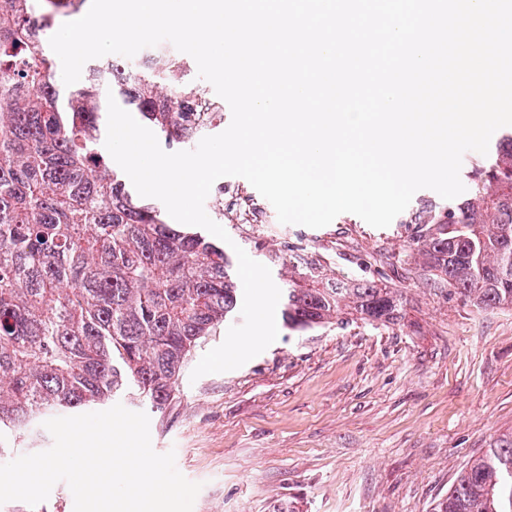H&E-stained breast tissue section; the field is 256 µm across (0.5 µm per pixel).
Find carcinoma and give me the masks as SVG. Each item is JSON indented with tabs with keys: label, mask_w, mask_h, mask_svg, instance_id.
Returning <instances> with one entry per match:
<instances>
[{
	"label": "carcinoma",
	"mask_w": 512,
	"mask_h": 512,
	"mask_svg": "<svg viewBox=\"0 0 512 512\" xmlns=\"http://www.w3.org/2000/svg\"><path fill=\"white\" fill-rule=\"evenodd\" d=\"M87 0L0 5V450L4 436L134 395L163 410L205 337L239 314L224 248L168 224L101 143L102 95L139 113L169 147L205 135V93L172 46L135 65L91 62L85 81L57 77L51 16ZM462 198L420 208L411 250L433 286L478 309L512 308V131L469 172ZM284 327L342 311L369 324L405 319L395 289L312 272L281 289ZM433 512H512V436L473 460Z\"/></svg>",
	"instance_id": "carcinoma-1"
}]
</instances>
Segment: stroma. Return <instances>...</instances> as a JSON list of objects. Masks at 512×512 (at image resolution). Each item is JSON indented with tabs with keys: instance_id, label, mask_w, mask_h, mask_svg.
<instances>
[{
	"instance_id": "stroma-1",
	"label": "stroma",
	"mask_w": 512,
	"mask_h": 512,
	"mask_svg": "<svg viewBox=\"0 0 512 512\" xmlns=\"http://www.w3.org/2000/svg\"><path fill=\"white\" fill-rule=\"evenodd\" d=\"M221 198L261 208L264 221L222 226L276 285L307 268L399 290L404 325L355 320L279 328L243 366L192 378L225 339L218 327L193 351L175 398L150 413L156 452L201 483L193 512H431L462 469L512 433V309L484 310L434 290L409 248L416 227L375 228L352 213L321 228L282 224L244 178L225 176ZM403 262L398 279L391 265Z\"/></svg>"
}]
</instances>
